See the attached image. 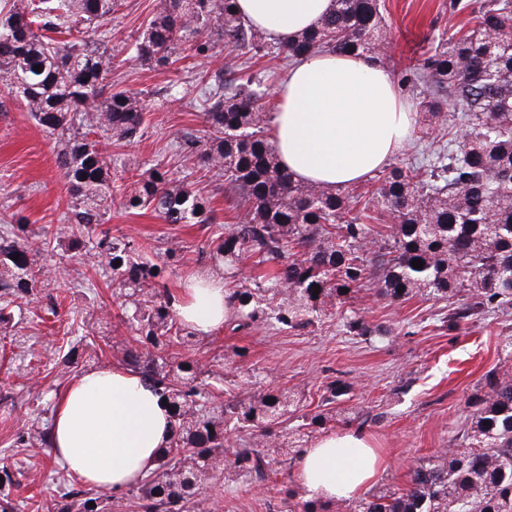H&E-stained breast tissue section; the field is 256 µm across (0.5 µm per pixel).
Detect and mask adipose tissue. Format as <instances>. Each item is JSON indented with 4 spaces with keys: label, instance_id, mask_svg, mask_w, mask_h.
Instances as JSON below:
<instances>
[{
    "label": "adipose tissue",
    "instance_id": "adipose-tissue-1",
    "mask_svg": "<svg viewBox=\"0 0 512 512\" xmlns=\"http://www.w3.org/2000/svg\"><path fill=\"white\" fill-rule=\"evenodd\" d=\"M335 0H237V14L285 44L323 21ZM271 140L296 180L335 191L373 176L410 141L416 112L387 66L354 53L298 57L272 95ZM230 312L221 276L202 271L183 288L181 321L205 336ZM172 436L169 409L138 371L104 366L79 374L61 394L51 428L54 456L78 482L120 492L156 467ZM385 464L364 430L329 433L304 449L294 475L321 503L364 493Z\"/></svg>",
    "mask_w": 512,
    "mask_h": 512
}]
</instances>
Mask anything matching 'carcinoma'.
I'll use <instances>...</instances> for the list:
<instances>
[{
  "label": "carcinoma",
  "instance_id": "obj_1",
  "mask_svg": "<svg viewBox=\"0 0 512 512\" xmlns=\"http://www.w3.org/2000/svg\"><path fill=\"white\" fill-rule=\"evenodd\" d=\"M119 2L6 0L0 8V88L54 136L55 161L72 203L66 224L39 231L0 218V288L27 293L41 287L39 260L58 235L78 246L86 240L95 256L107 258L112 281L124 287L123 305L132 308L125 322L136 345L121 348L123 361L154 383L173 418L154 479L131 491L129 507L192 512L216 478L210 470L216 458L227 481L248 473L264 480L276 465L294 466L327 416L301 412L299 401L277 389L249 398L231 391L220 414L207 411L213 395L195 361L166 356L197 340L173 314L162 267L134 257L130 243L101 228L115 187L112 157L94 136L132 142L148 112L144 98L108 88L112 53L105 38ZM450 9L471 10L473 27L438 34L410 72L429 82L417 105L422 133L444 124L457 133L420 165L380 171L379 187L365 201L349 190L332 193L299 182L280 167L266 134L261 80L228 68L204 82L205 125L183 136L180 153L221 171L225 197L244 210L217 251L229 262L251 253L259 265L277 263L273 275L229 293L234 328H306L370 281L393 301L418 295L454 300L450 330L491 309L512 308V0H484L476 8L451 0ZM385 32L379 0H336L320 26L276 50L288 60L319 49L377 59ZM224 44L256 53L265 45V36L237 16L235 0H157L133 58L166 69L180 49L207 57ZM456 104L462 111L452 109ZM136 183L128 208L150 210L167 224L219 220L208 197L166 171L149 169ZM386 215L393 218L390 226L379 223ZM417 259L423 268L411 266ZM280 295L282 302L262 304ZM343 327L354 336L385 335L382 326L357 315ZM467 408L458 447L420 460L406 488H382L330 506L298 500L288 512H512V369L488 375ZM237 431L258 432L260 448L233 447L230 433ZM88 503L75 498L58 512L108 507Z\"/></svg>",
  "mask_w": 512,
  "mask_h": 512
}]
</instances>
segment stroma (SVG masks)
<instances>
[{"instance_id":"1","label":"stroma","mask_w":512,"mask_h":512,"mask_svg":"<svg viewBox=\"0 0 512 512\" xmlns=\"http://www.w3.org/2000/svg\"><path fill=\"white\" fill-rule=\"evenodd\" d=\"M387 21V48L381 61L400 75L426 51L431 39L448 24L470 28L466 13L450 14L449 0H380ZM154 0H124L114 14L112 82L120 89L148 96L143 136L126 143L102 138L112 156V179L129 185L131 170L158 166L172 178L191 184L210 196L220 221L216 224H166L142 209H129L114 195L107 216L113 233L132 240L140 255L163 262L165 251L176 247L179 260L164 275L172 297H179L186 281L199 271L224 276L225 288H237L270 273L246 255L232 273H225L216 256L218 237L236 224L237 212L217 192L218 177L183 160L178 147L184 132L201 128L204 115L190 99L166 94L171 81L194 82L199 75L237 67L240 58L231 47L218 48L208 59L177 56L167 69L130 62L131 45L142 31ZM48 134L23 104L0 91V215L23 219L32 228L64 223L70 197L56 167ZM68 240L54 242L46 260L48 284L9 303L11 319L0 325V506L8 512H47L53 502L77 488L42 442L22 447L20 435L48 431L54 405L67 384L96 366L122 362V345L134 334L120 322L122 300L105 264L89 270L71 259ZM354 311L373 324L385 325V336L364 338L344 330L339 315L326 316L301 331L272 326L234 331L222 327L202 337L197 356L205 364V380L212 388L234 386L247 395L270 387L298 393L307 409L337 380L349 384L347 395L327 407L329 432L350 429L349 416L368 411L364 429L382 448L386 468L374 488L406 487L411 467L420 459L453 447L467 414L466 402L485 378L501 367L512 339V310L486 313L459 330H448V304L420 296L393 301L362 289ZM94 321L89 332L100 350L96 357L64 367L58 351L79 345L83 319ZM249 350L246 359L236 349ZM298 489L287 471L275 481L251 476L235 482L213 481L205 497L215 512H288L279 486Z\"/></svg>"}]
</instances>
